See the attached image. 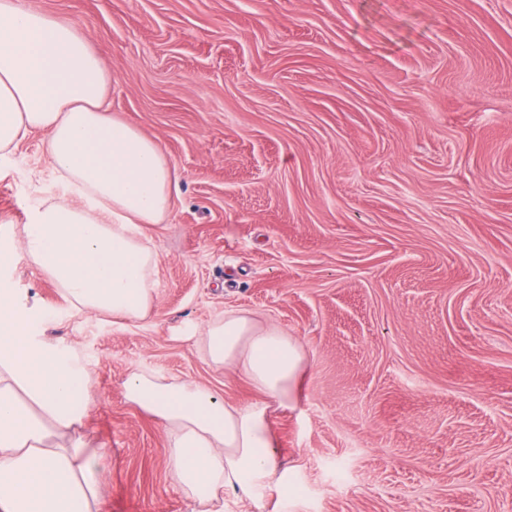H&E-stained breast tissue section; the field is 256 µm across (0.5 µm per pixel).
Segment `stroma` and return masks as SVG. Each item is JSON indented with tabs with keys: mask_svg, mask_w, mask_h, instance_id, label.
Returning <instances> with one entry per match:
<instances>
[{
	"mask_svg": "<svg viewBox=\"0 0 512 512\" xmlns=\"http://www.w3.org/2000/svg\"><path fill=\"white\" fill-rule=\"evenodd\" d=\"M83 30L112 116L156 140L171 207L148 316L13 277L89 364L106 512H191L145 369L246 404L190 339L248 310L306 355L261 512H512V0H22ZM44 136L0 159V226L58 193Z\"/></svg>",
	"mask_w": 512,
	"mask_h": 512,
	"instance_id": "stroma-1",
	"label": "stroma"
}]
</instances>
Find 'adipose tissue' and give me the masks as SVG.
<instances>
[{
  "mask_svg": "<svg viewBox=\"0 0 512 512\" xmlns=\"http://www.w3.org/2000/svg\"><path fill=\"white\" fill-rule=\"evenodd\" d=\"M109 80L75 25L0 0V157L41 132L61 185L0 245V512H103L102 453L85 431L94 380L76 352L44 335V306L9 271L21 255L71 310L147 317L159 257L145 227L170 209L171 168L155 140L110 115ZM197 342L212 365L242 373L257 399L234 405L144 370L122 388L162 424L170 478L195 512H222L224 494L254 500L285 486L271 420L293 409L305 355L284 329L245 311L212 320Z\"/></svg>",
  "mask_w": 512,
  "mask_h": 512,
  "instance_id": "obj_1",
  "label": "adipose tissue"
}]
</instances>
